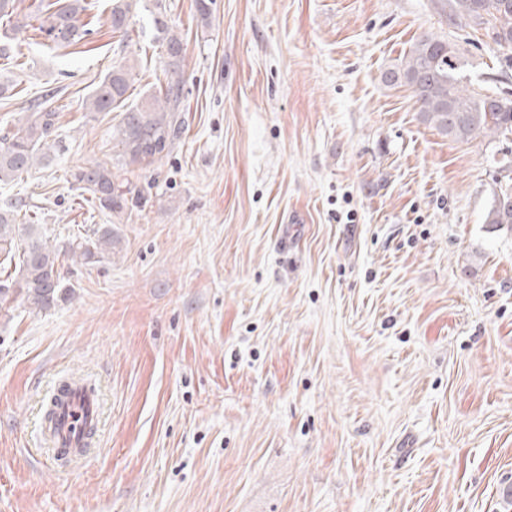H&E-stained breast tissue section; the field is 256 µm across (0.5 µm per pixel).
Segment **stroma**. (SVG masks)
<instances>
[{"label": "stroma", "mask_w": 512, "mask_h": 512, "mask_svg": "<svg viewBox=\"0 0 512 512\" xmlns=\"http://www.w3.org/2000/svg\"><path fill=\"white\" fill-rule=\"evenodd\" d=\"M58 47L18 34L13 129L44 90L46 165L0 188L54 244L62 299L0 319V512H512V230L484 222L512 134L457 142L383 74L431 33L463 83L512 92V49L448 0H163L185 49L171 152L118 170L119 222L73 169L114 155L83 101L112 67L110 0ZM131 102L166 82L152 17L130 26ZM101 402L96 449H39L62 375Z\"/></svg>", "instance_id": "1"}]
</instances>
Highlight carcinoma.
I'll return each instance as SVG.
<instances>
[{
	"label": "carcinoma",
	"mask_w": 512,
	"mask_h": 512,
	"mask_svg": "<svg viewBox=\"0 0 512 512\" xmlns=\"http://www.w3.org/2000/svg\"><path fill=\"white\" fill-rule=\"evenodd\" d=\"M20 0H0V58L10 56L8 41L17 33L32 29L55 44L72 46L88 34L83 15L86 0H39L25 10ZM151 10L154 37L163 49L167 81L140 103L128 104L133 85L127 64L129 28L140 11L148 10L146 0H112L108 23L119 37L112 65L86 97L92 112H121L113 127L117 162L95 160L75 168L71 177L91 201L115 216L123 213L130 190L116 183L118 166H148L167 155L182 124L181 112L185 56L181 35L168 24L161 0ZM462 16L473 26L487 31L494 44L512 48V0H452L448 18ZM459 57L450 43L422 35L408 53L383 74L388 85L409 87L419 106L420 118L441 134L469 142L491 134H512V95L469 90L459 75ZM58 113L35 99L18 126L0 137V183L11 181L46 160V149L54 140ZM485 223L512 229V186H500ZM112 228L75 238L63 247L50 243L40 224H23L12 204L0 205V267L15 266L18 272L0 281V317L17 305L31 310L53 306L62 291L59 266L67 259L86 263L112 254Z\"/></svg>",
	"instance_id": "cac0c4a2"
}]
</instances>
